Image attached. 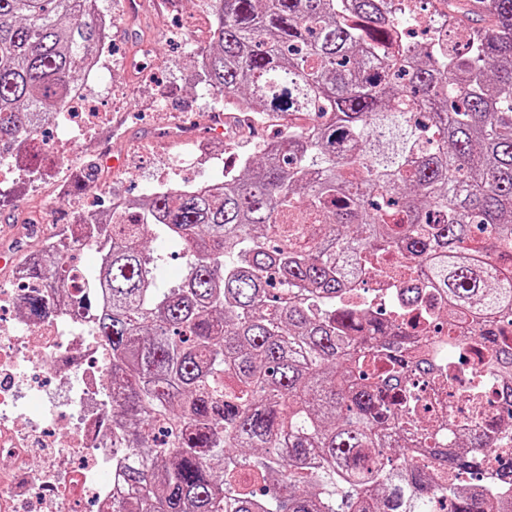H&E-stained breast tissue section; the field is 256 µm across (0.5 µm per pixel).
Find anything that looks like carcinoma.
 I'll use <instances>...</instances> for the list:
<instances>
[{
	"mask_svg": "<svg viewBox=\"0 0 512 512\" xmlns=\"http://www.w3.org/2000/svg\"><path fill=\"white\" fill-rule=\"evenodd\" d=\"M96 0H0V155L36 149L107 38ZM448 41L398 40L393 0H207L195 51L224 109L285 122L235 176L80 216L44 244L26 314L68 298L112 350V512H498L512 505V0H426ZM162 238L186 258L162 288ZM444 301L430 334L415 288L379 323L367 275ZM482 349L468 417L433 420L452 364ZM500 460L476 486L472 478Z\"/></svg>",
	"mask_w": 512,
	"mask_h": 512,
	"instance_id": "obj_1",
	"label": "carcinoma"
}]
</instances>
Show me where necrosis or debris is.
Returning a JSON list of instances; mask_svg holds the SVG:
<instances>
[{
    "label": "necrosis or debris",
    "mask_w": 512,
    "mask_h": 512,
    "mask_svg": "<svg viewBox=\"0 0 512 512\" xmlns=\"http://www.w3.org/2000/svg\"><path fill=\"white\" fill-rule=\"evenodd\" d=\"M33 291L0 286V512H112V352L74 307L22 319Z\"/></svg>",
    "instance_id": "necrosis-or-debris-1"
}]
</instances>
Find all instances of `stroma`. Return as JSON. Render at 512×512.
<instances>
[{"mask_svg": "<svg viewBox=\"0 0 512 512\" xmlns=\"http://www.w3.org/2000/svg\"><path fill=\"white\" fill-rule=\"evenodd\" d=\"M111 21L110 56L90 95L108 124L79 139L59 127L45 131L48 151L36 174L0 185V251L24 260L59 225L108 206L113 198L151 194L157 176L174 170L191 152V132L208 136L214 160L200 180L221 178L256 143L280 132L279 121L228 115L206 91L193 55L198 26L209 19L205 0H97ZM95 165L99 179L83 189L82 176Z\"/></svg>", "mask_w": 512, "mask_h": 512, "instance_id": "35a3bbf8", "label": "stroma"}]
</instances>
